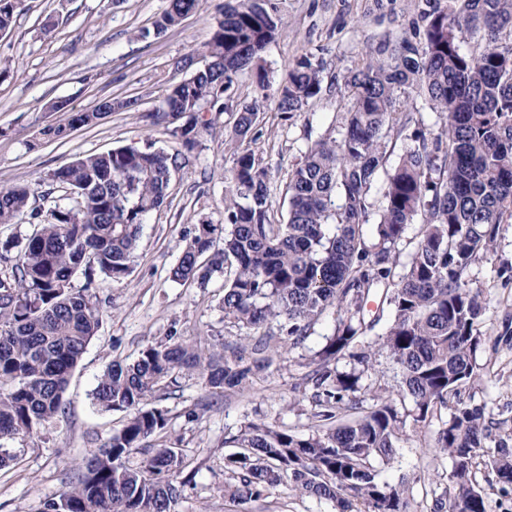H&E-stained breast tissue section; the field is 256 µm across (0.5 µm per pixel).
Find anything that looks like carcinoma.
Segmentation results:
<instances>
[{"mask_svg": "<svg viewBox=\"0 0 512 512\" xmlns=\"http://www.w3.org/2000/svg\"><path fill=\"white\" fill-rule=\"evenodd\" d=\"M200 8V0H170L155 21L159 35ZM423 30L388 39L362 68L343 75L348 107L338 125L314 140L286 187L288 218L271 221L268 168L250 148L238 152L225 187L224 226L198 224L172 278L209 285L224 274V319L244 334L229 355L189 340L151 342L131 364L115 361L99 377L93 399L104 412L127 415L121 430L77 464L74 480L43 512H179L184 461L165 443L133 467L130 455L165 433L167 413L150 405L177 373L194 374L210 389H243L280 349L300 345L329 309L336 328L315 354L308 375L313 417L306 434L249 422L229 439L224 496L244 505L280 487L336 502L338 512H410V487L378 478L405 428L389 397L361 393L360 375L340 371L348 359L369 368L372 348L387 352L412 400L413 421L451 410L434 448L450 459L449 487L434 512H486L476 479L478 461L512 487V448L501 423L460 398L478 377L484 296L466 281L469 268L494 250L499 227L512 222V0H447L425 10ZM481 33L463 50L460 25ZM285 25L276 0H230L205 46L209 66L175 84L167 113L189 119L174 128L186 151L216 133L204 108L222 112L232 75L252 65ZM143 31L146 38L152 33ZM322 68L304 57L273 93L285 114L302 112L322 92ZM445 115L427 138L408 111ZM235 131L244 137L258 106L238 102ZM99 112H74L69 127L48 126L60 138L90 126ZM410 140L398 165L385 172L392 140ZM183 153L116 148L82 155L52 180L80 198L57 207L26 238L18 261L0 277V438H32L62 410L68 378L100 325L95 273L115 282L131 272L142 225L164 202ZM30 189L0 190V224L28 208ZM421 219L407 264L399 245ZM223 247H216L219 235ZM83 271V288L72 277ZM379 313L367 318L370 296ZM390 312L386 331L369 335ZM279 323L247 354L249 331ZM373 401L370 407L367 401Z\"/></svg>", "mask_w": 512, "mask_h": 512, "instance_id": "1", "label": "carcinoma"}]
</instances>
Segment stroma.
<instances>
[{"label":"stroma","instance_id":"1","mask_svg":"<svg viewBox=\"0 0 512 512\" xmlns=\"http://www.w3.org/2000/svg\"><path fill=\"white\" fill-rule=\"evenodd\" d=\"M285 29L261 55L272 83L288 78L300 57L322 60L323 90L308 110L285 115L274 99L263 98L254 70L233 77L229 90L237 101H258L260 114L246 137L234 133L236 113L219 114L217 136L202 135L189 166L173 173L162 207L142 227L131 274L123 281L98 278L102 318L97 335L73 371L64 393L65 411L38 437L1 443L13 457L0 469V512H41L59 498L72 479L73 462L96 451L125 421L122 413L100 411L92 393L112 362L134 361L148 343L170 337L202 339L219 345L239 330L221 309L223 278L208 287L170 278L185 235L203 221H224V189L232 160L242 148L260 154L269 169L271 220L287 219L288 174L308 144L334 127L348 98L342 76L361 67L368 51L385 37L410 35L421 26L425 0H279ZM225 0H203L199 11L166 32L146 39L139 30L152 27L169 0H24L13 25L0 34V62L14 68L0 81V188L29 185L31 204L40 214L56 207L74 208L75 195L51 175L82 154L124 146L181 150L171 131L172 117L158 112L171 86L188 78L185 57L203 66L202 51L220 18ZM52 29H45L46 21ZM133 99L130 111L109 112L94 125L61 138L43 136L49 125L67 124L71 113L95 108L101 101ZM470 288L490 301L483 317L484 342L476 354L479 381L464 398L484 406L512 434V223L500 227L488 259L467 273ZM336 327L335 311H326L297 348L283 353L240 391L210 392L194 375H180L155 406L168 416L167 440L186 463L190 484L183 488L180 512H229L224 500L227 440L246 422L296 433L313 426V405L297 389L313 369L311 358ZM376 374H363L366 389L385 388L400 416L413 403L402 391L401 376L386 355H377ZM195 410L188 418L187 410ZM449 410L422 427L406 425L395 457L376 463L381 481L409 480L413 512H431L436 484H447L451 464L432 448ZM247 512H336L333 501L280 490L266 501L250 503Z\"/></svg>","mask_w":512,"mask_h":512}]
</instances>
